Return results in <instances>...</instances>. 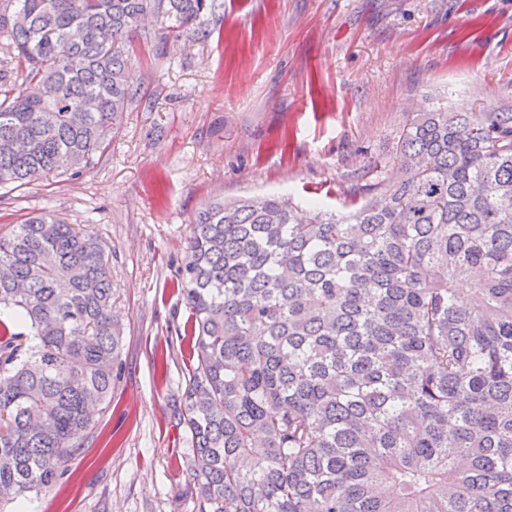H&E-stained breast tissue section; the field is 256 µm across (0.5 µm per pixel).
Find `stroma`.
I'll list each match as a JSON object with an SVG mask.
<instances>
[{"label":"stroma","instance_id":"1","mask_svg":"<svg viewBox=\"0 0 512 512\" xmlns=\"http://www.w3.org/2000/svg\"><path fill=\"white\" fill-rule=\"evenodd\" d=\"M145 31L141 99L109 148L80 175L0 190V232L48 208L97 239L123 322L109 407L74 438L65 477L6 512H196L175 424L194 215L272 194L342 208L427 96L457 112L512 104V0H218L198 35Z\"/></svg>","mask_w":512,"mask_h":512}]
</instances>
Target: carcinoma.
<instances>
[{
    "label": "carcinoma",
    "mask_w": 512,
    "mask_h": 512,
    "mask_svg": "<svg viewBox=\"0 0 512 512\" xmlns=\"http://www.w3.org/2000/svg\"><path fill=\"white\" fill-rule=\"evenodd\" d=\"M214 8L0 0V188L91 166L140 100L141 22L178 38ZM394 163L347 211L195 215L177 420L198 512H512V107L416 112ZM2 266L0 504L64 476L122 342L92 236L44 210L0 234Z\"/></svg>",
    "instance_id": "obj_1"
}]
</instances>
